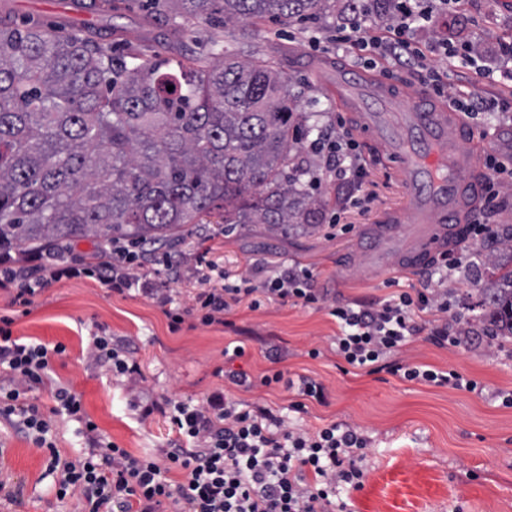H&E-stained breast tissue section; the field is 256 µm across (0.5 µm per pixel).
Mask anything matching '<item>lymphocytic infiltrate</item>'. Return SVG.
I'll list each match as a JSON object with an SVG mask.
<instances>
[{"mask_svg":"<svg viewBox=\"0 0 512 512\" xmlns=\"http://www.w3.org/2000/svg\"><path fill=\"white\" fill-rule=\"evenodd\" d=\"M432 20L428 0H393L383 17L363 12L359 22L350 24L349 34L337 37L336 46L354 50L361 61L377 54L402 68L419 65L427 53L448 52L444 43L427 51L415 43L414 29ZM328 170L356 180L363 176L358 144L349 130L337 133ZM172 267L170 255L135 244L112 247L109 261L100 266L75 261L64 249L36 250L20 260L5 253L0 255V288L13 290L14 304L27 307L50 283L92 278L114 293L134 291L164 307L174 331L190 315L205 325L223 323L234 304L256 293L282 305L310 306L324 298L313 288L310 270L269 263L258 268L255 284L241 287L229 284L202 251L192 269L198 288L191 306L182 307L175 303L169 280L160 276L161 269ZM447 311V291L429 287L401 292L378 307H332L340 328L337 352L347 364L372 374L384 371L409 381L475 390L476 382L457 371L411 366L395 358L407 337L419 333L418 319L427 312L433 315V344H462L461 334L448 329ZM63 350L60 344L50 349L22 341L9 326H0V419L36 447L48 449L47 471L57 477V499H75L83 512H158L166 501L177 512H331L340 485L363 486L361 463L368 441L355 428L332 423L312 433L296 429L286 417L251 408L219 390L194 404L134 394L130 405L140 420L162 414L180 436L173 447L154 455H134L101 435L84 417L80 395L69 388L57 387L54 407L47 414L41 411L33 393L45 382L52 354ZM88 358L132 382L141 375L139 364L120 357L102 334H92ZM61 420L82 425L85 448L76 458L62 457L48 439ZM175 467L184 471V481L170 479Z\"/></svg>","mask_w":512,"mask_h":512,"instance_id":"lymphocytic-infiltrate-1","label":"lymphocytic infiltrate"}]
</instances>
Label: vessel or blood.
I'll return each mask as SVG.
<instances>
[{
  "label": "vessel or blood",
  "mask_w": 512,
  "mask_h": 512,
  "mask_svg": "<svg viewBox=\"0 0 512 512\" xmlns=\"http://www.w3.org/2000/svg\"><path fill=\"white\" fill-rule=\"evenodd\" d=\"M329 85L347 108L359 110V120L382 151L398 159L412 202L410 222L394 220L371 232L379 256L399 238L410 243L408 259L422 264L443 237L455 238L460 211L474 196L476 159L457 148L460 117L447 108H427L416 95L395 90L393 82L374 79L360 83L340 70Z\"/></svg>",
  "instance_id": "b4317fda"
}]
</instances>
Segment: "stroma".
I'll list each match as a JSON object with an SVG mask.
<instances>
[{
  "label": "stroma",
  "mask_w": 512,
  "mask_h": 512,
  "mask_svg": "<svg viewBox=\"0 0 512 512\" xmlns=\"http://www.w3.org/2000/svg\"><path fill=\"white\" fill-rule=\"evenodd\" d=\"M9 3L13 22H42L108 37L119 53L125 52L130 36L144 53L174 61L208 54L213 41H221L225 49L238 52L240 60L277 65L290 82L298 111L319 113L322 133L336 128L340 105L316 72L354 62L327 41L346 22L343 10L286 24L190 25L170 45L163 22L143 25L145 11L139 0H112L108 15L79 7L77 0ZM414 37L422 44L450 39L464 45L474 62L432 55L426 69L403 73V83L425 88L428 107L443 106L444 96L462 91L489 106L490 114L463 117L467 134L458 146L480 161L490 155L511 160L512 79L497 69L502 46L512 43V0H461L458 10H435L433 25ZM478 65L490 69L491 77L475 74ZM352 135L368 161L361 185L328 176L324 156L309 146H301L296 154L297 162L311 168L320 181L318 193L326 203L323 224L273 230L264 224H227L215 212L174 249L176 261L185 268L193 266L197 250H208L234 284L251 278L257 263L309 269L324 302L284 306L265 299L254 308L245 298L228 313V325L206 326L191 316L174 333L163 308L153 300L111 293L91 278L51 283L26 309L13 304L11 291L0 288V318L11 319L13 337L65 347L51 358L48 388L35 394L41 410L54 407L52 388L65 386L80 395L85 413L100 432L132 454L155 453L176 439L161 414L145 422L138 419L124 378L113 376L107 367L89 365L86 346L91 333L101 329L141 365L144 378L138 389L154 399L194 403L223 389L312 432L334 422L357 427L368 440L364 486L358 491L338 488L336 502L343 512H512V407L501 401L512 395V339L488 336L479 320L485 285L481 259L491 249L489 239L472 238L460 248L462 266L446 284L448 326L465 331L464 343L440 347L420 334L399 353L411 364L456 370L476 381L477 390L347 370L336 352L339 329L329 314L331 306L380 305L399 289L419 286L430 277L429 269L396 253L387 256L380 271H373L368 229L392 213L410 219L411 210L397 170L360 130ZM356 192L366 198L363 207L346 202ZM238 345L243 356L225 358V349ZM313 349L318 357H310ZM279 370L321 383L325 403L310 400L303 411H290V404L299 399L297 391L261 382L264 375ZM228 371L246 373L249 386L225 379ZM48 456V450L35 447L0 421V479L23 486L19 506L0 493V512H75V501L56 498L53 478L46 473Z\"/></svg>",
  "instance_id": "stroma-1"
}]
</instances>
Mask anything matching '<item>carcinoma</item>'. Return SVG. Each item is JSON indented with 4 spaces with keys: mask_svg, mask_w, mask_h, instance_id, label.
Listing matches in <instances>:
<instances>
[{
    "mask_svg": "<svg viewBox=\"0 0 512 512\" xmlns=\"http://www.w3.org/2000/svg\"><path fill=\"white\" fill-rule=\"evenodd\" d=\"M174 26L311 20L330 0H148ZM174 89L169 91L167 86ZM288 78L227 51L116 55L76 33L0 20V252L76 237L171 246L213 211L226 224L316 227ZM484 258L479 320L512 338V237Z\"/></svg>",
    "mask_w": 512,
    "mask_h": 512,
    "instance_id": "obj_1",
    "label": "carcinoma"
}]
</instances>
